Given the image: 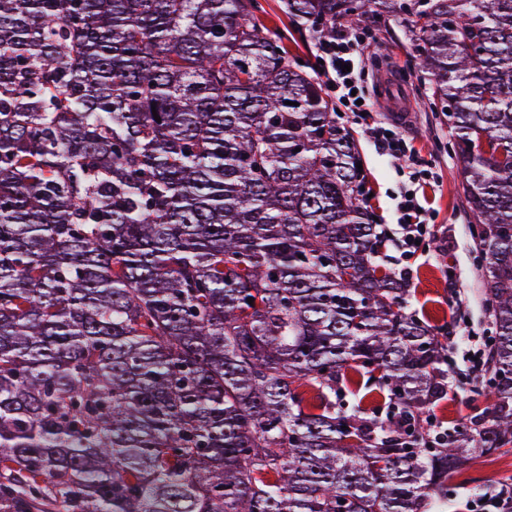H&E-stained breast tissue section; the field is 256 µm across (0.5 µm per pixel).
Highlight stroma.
I'll list each match as a JSON object with an SVG mask.
<instances>
[{
	"instance_id": "35a3bbf8",
	"label": "stroma",
	"mask_w": 512,
	"mask_h": 512,
	"mask_svg": "<svg viewBox=\"0 0 512 512\" xmlns=\"http://www.w3.org/2000/svg\"><path fill=\"white\" fill-rule=\"evenodd\" d=\"M257 2L259 8L254 11L252 20L262 34L283 38L306 68H313L316 53L313 29L295 30L286 13L287 0ZM408 27V22L394 17L384 19L375 27L378 58L363 60L360 77L375 102V110L370 115L374 121L389 117L379 101L383 80L403 83L412 115L402 131L418 157L435 174L432 181L418 186L420 202L431 218L424 253L405 255L390 246L386 249L385 263L395 272L408 269L410 311L431 325L448 328L449 398L435 408L434 413L445 426L451 427L469 420L472 402H479L486 408L491 405L490 399L482 393L486 373L474 370L471 361L474 352L484 349L491 335V325L483 304L484 261L472 238L473 217L464 202L457 160L447 149L451 130L445 119L433 111L427 86L408 71L414 55ZM336 120L350 128L356 139L374 217L388 233L397 234L396 204L408 184L407 170L398 167L366 139L352 113L337 112ZM449 484L453 493L448 499V512H469V503L475 495L491 499L503 486L512 484V454L475 460L455 474Z\"/></svg>"
}]
</instances>
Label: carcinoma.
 <instances>
[{"instance_id":"carcinoma-1","label":"carcinoma","mask_w":512,"mask_h":512,"mask_svg":"<svg viewBox=\"0 0 512 512\" xmlns=\"http://www.w3.org/2000/svg\"><path fill=\"white\" fill-rule=\"evenodd\" d=\"M251 6L0 0V512H448L512 452V0H288L406 16L448 119L494 324L449 429L354 135ZM481 484L475 494L474 483ZM512 484V454L493 455L468 464L449 481L453 488L448 498V512H469V503L475 497L492 499L504 485ZM475 511V510H471Z\"/></svg>"}]
</instances>
